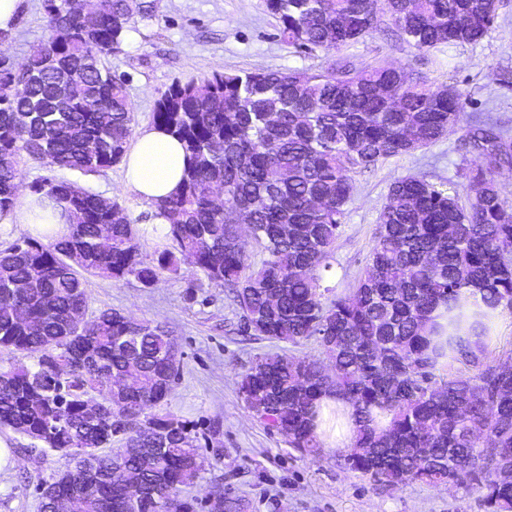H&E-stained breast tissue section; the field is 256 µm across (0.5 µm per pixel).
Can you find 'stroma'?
I'll list each match as a JSON object with an SVG mask.
<instances>
[{"instance_id":"stroma-1","label":"stroma","mask_w":512,"mask_h":512,"mask_svg":"<svg viewBox=\"0 0 512 512\" xmlns=\"http://www.w3.org/2000/svg\"><path fill=\"white\" fill-rule=\"evenodd\" d=\"M135 27L134 38L108 61L113 75L126 82L139 130L151 126L156 99L174 82L200 81L216 72L324 70L347 60L357 67L393 64L432 87L455 86L465 117L489 114L512 135V82L500 80L503 70L512 71V0H502L493 27L479 42L430 51L400 41L385 16L358 42L308 54L283 40L261 0H155L154 17L137 20ZM44 37L43 0H26L0 59L20 63ZM464 135L457 130L355 175L328 285L342 292L363 275L377 218L396 179L417 175L434 183H464L475 161L463 145ZM65 176L125 207L141 229L143 253L167 247L164 231L149 218L150 205L128 185L123 165ZM86 288L91 310L112 308L166 324L178 341L180 375L155 413L197 426L203 471L190 491L197 512H213L209 493L219 486L242 499L245 512H484L476 485L390 489L346 468L339 452L324 451L313 461L269 430L246 408L239 377L256 356L288 353L292 347L240 333L239 312L228 292L199 284L188 264L163 273L151 286L90 277ZM0 438L11 445V461L0 470V512H39V487L72 469L74 459L55 451L31 452L27 438L8 430Z\"/></svg>"}]
</instances>
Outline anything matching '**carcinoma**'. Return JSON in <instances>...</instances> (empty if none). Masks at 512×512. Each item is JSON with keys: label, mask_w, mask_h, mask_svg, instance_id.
Instances as JSON below:
<instances>
[{"label": "carcinoma", "mask_w": 512, "mask_h": 512, "mask_svg": "<svg viewBox=\"0 0 512 512\" xmlns=\"http://www.w3.org/2000/svg\"><path fill=\"white\" fill-rule=\"evenodd\" d=\"M263 4L306 53L355 43L383 15L421 51L473 44L499 9V0ZM43 9L45 39L19 70L0 67V211L21 192L22 159L98 173L122 161L133 135L125 83L106 58L135 15L153 16L154 0H97L85 12L43 0ZM437 92L384 64L172 84L152 123L184 144L189 164L179 192L158 205L175 250L154 256L140 250V230L117 201L67 180L34 186L68 212L71 232L0 249V429L77 459L52 478L57 494L90 483L80 512H126L130 475L147 491L142 512H196L180 492L200 479L198 437L186 421L150 414L178 374L173 331L112 308L91 313L85 288L87 274L150 286L184 258L196 280L230 291L241 331L293 347L317 342L318 357H256L238 382L247 409L301 455L322 456L316 403L332 393L356 424L343 455L351 470L390 488L474 483L487 512H512V355L490 363L485 323L512 309V210L497 183L512 165L507 132L489 115L471 122L478 163L461 185L396 180L364 277L345 293L323 286L352 175L460 127V95ZM470 298L476 341L460 334ZM456 363L467 372L452 371ZM115 381L125 388L116 403ZM93 395L101 415L91 422Z\"/></svg>", "instance_id": "carcinoma-1"}]
</instances>
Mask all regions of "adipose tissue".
<instances>
[{"label": "adipose tissue", "mask_w": 512, "mask_h": 512, "mask_svg": "<svg viewBox=\"0 0 512 512\" xmlns=\"http://www.w3.org/2000/svg\"><path fill=\"white\" fill-rule=\"evenodd\" d=\"M123 163L129 185L144 201L154 205L178 191L186 156L181 142L174 135L152 126L136 134ZM0 224L37 238H60L71 232L63 209L55 201L33 192L22 195L12 208L0 212ZM342 406V400L331 394L323 395L317 402L320 412L316 420L317 432L326 449L349 448L356 432L352 420L333 416V409Z\"/></svg>", "instance_id": "adipose-tissue-1"}]
</instances>
